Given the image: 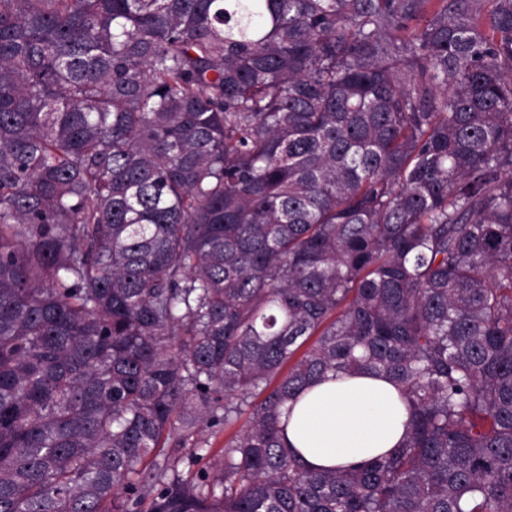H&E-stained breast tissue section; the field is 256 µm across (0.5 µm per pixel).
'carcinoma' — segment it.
Wrapping results in <instances>:
<instances>
[{
	"instance_id": "cac0c4a2",
	"label": "carcinoma",
	"mask_w": 512,
	"mask_h": 512,
	"mask_svg": "<svg viewBox=\"0 0 512 512\" xmlns=\"http://www.w3.org/2000/svg\"><path fill=\"white\" fill-rule=\"evenodd\" d=\"M0 512H512V0H0ZM283 420L288 448L309 469L330 470L357 467L398 448L409 414L385 378L329 375L304 389ZM247 417L246 413L243 414L232 428L224 429V424L213 425L209 429L200 427L186 435L187 441L184 447H176V449L182 448L178 452L174 448H168L173 455L180 457L179 471L184 476L195 477L205 470L213 458L221 454L229 438L245 425ZM194 448H204V450L197 452L201 458L192 463L189 457Z\"/></svg>"
}]
</instances>
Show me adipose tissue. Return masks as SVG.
<instances>
[{
	"mask_svg": "<svg viewBox=\"0 0 512 512\" xmlns=\"http://www.w3.org/2000/svg\"><path fill=\"white\" fill-rule=\"evenodd\" d=\"M285 422L288 445L305 466L330 470L357 467L397 448L409 414L389 380L359 374L310 385Z\"/></svg>",
	"mask_w": 512,
	"mask_h": 512,
	"instance_id": "adipose-tissue-1",
	"label": "adipose tissue"
}]
</instances>
